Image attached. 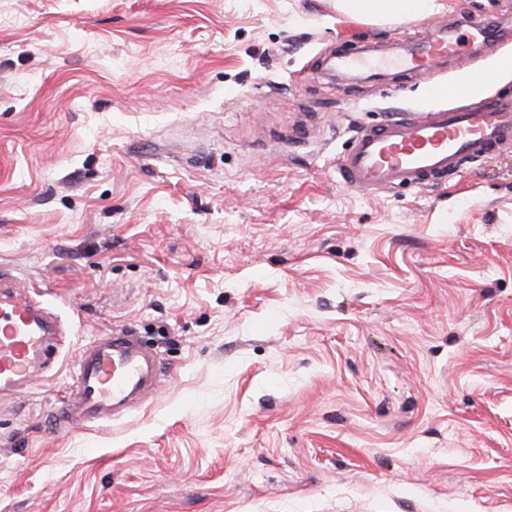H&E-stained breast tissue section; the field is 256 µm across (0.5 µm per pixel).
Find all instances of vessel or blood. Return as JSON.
<instances>
[{"label": "vessel or blood", "instance_id": "obj_1", "mask_svg": "<svg viewBox=\"0 0 512 512\" xmlns=\"http://www.w3.org/2000/svg\"><path fill=\"white\" fill-rule=\"evenodd\" d=\"M488 36L485 24L466 22L454 35L431 31L416 55L401 60L405 70L422 75L443 60L462 55L468 42ZM466 78L434 86L442 107L406 111L377 125L361 126L338 166L352 189L422 188L488 158L512 141V98L468 97ZM60 321L44 301L25 298L10 272L0 270V394L29 385L39 364L55 345ZM160 370L135 336L119 330L102 336L80 352L74 400L60 411L64 421H110L150 389Z\"/></svg>", "mask_w": 512, "mask_h": 512}]
</instances>
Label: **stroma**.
<instances>
[{
	"label": "stroma",
	"mask_w": 512,
	"mask_h": 512,
	"mask_svg": "<svg viewBox=\"0 0 512 512\" xmlns=\"http://www.w3.org/2000/svg\"><path fill=\"white\" fill-rule=\"evenodd\" d=\"M0 0V267L62 325L0 397V512H512V145L356 191L357 128L512 56V0ZM474 19L416 75L336 73ZM153 348L154 390L60 426L82 348ZM433 0H341L342 10L355 17L406 18L430 13Z\"/></svg>",
	"instance_id": "35a3bbf8"
}]
</instances>
